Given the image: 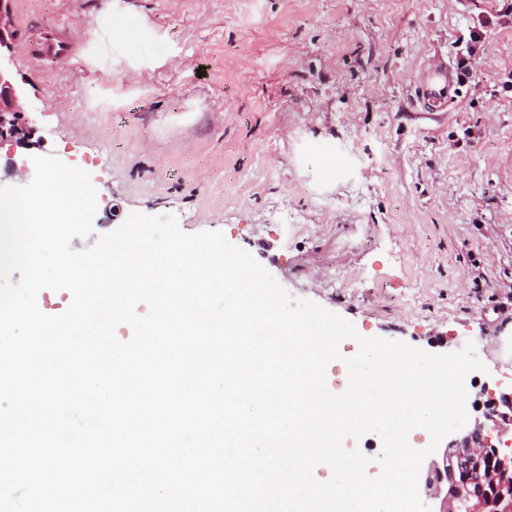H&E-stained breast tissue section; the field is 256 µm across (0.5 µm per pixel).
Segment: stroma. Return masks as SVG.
Masks as SVG:
<instances>
[{"mask_svg": "<svg viewBox=\"0 0 512 512\" xmlns=\"http://www.w3.org/2000/svg\"><path fill=\"white\" fill-rule=\"evenodd\" d=\"M512 0H13L28 90L11 163L54 155L103 186L95 235L134 212L219 230L292 296L359 335L429 353L474 343L481 400L512 383L496 339L512 286ZM138 22L109 47L113 19ZM484 32L473 77L423 114L429 57ZM66 33L70 65L32 41ZM484 274L474 281L472 267Z\"/></svg>", "mask_w": 512, "mask_h": 512, "instance_id": "obj_1", "label": "stroma"}]
</instances>
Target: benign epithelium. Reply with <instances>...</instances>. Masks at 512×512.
I'll list each match as a JSON object with an SVG mask.
<instances>
[{"mask_svg":"<svg viewBox=\"0 0 512 512\" xmlns=\"http://www.w3.org/2000/svg\"><path fill=\"white\" fill-rule=\"evenodd\" d=\"M10 2L0 0V142L23 143L32 130L24 112L27 91L12 73ZM484 419L502 437L512 431V388L486 404L466 434L450 440L440 460L431 462L424 486L426 497L439 501L438 512H512V439L503 442L509 453L486 443Z\"/></svg>","mask_w":512,"mask_h":512,"instance_id":"7a95c632","label":"benign epithelium"}]
</instances>
